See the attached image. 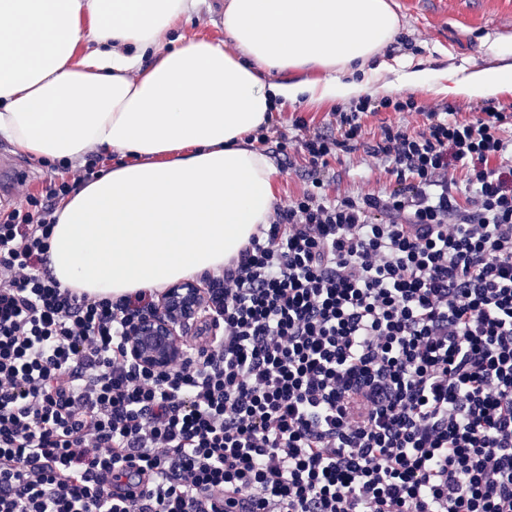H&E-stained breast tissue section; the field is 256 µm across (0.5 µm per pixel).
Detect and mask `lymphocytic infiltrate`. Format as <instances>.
I'll return each instance as SVG.
<instances>
[{"label": "lymphocytic infiltrate", "instance_id": "f902f5d3", "mask_svg": "<svg viewBox=\"0 0 512 512\" xmlns=\"http://www.w3.org/2000/svg\"><path fill=\"white\" fill-rule=\"evenodd\" d=\"M335 133L293 125L310 187L209 279L164 375L126 353L152 294L62 287L56 209L104 158L0 209V512H512V106L384 125L391 190L336 198ZM462 169V180L449 170Z\"/></svg>", "mask_w": 512, "mask_h": 512}]
</instances>
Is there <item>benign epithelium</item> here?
Masks as SVG:
<instances>
[{"instance_id": "benign-epithelium-1", "label": "benign epithelium", "mask_w": 512, "mask_h": 512, "mask_svg": "<svg viewBox=\"0 0 512 512\" xmlns=\"http://www.w3.org/2000/svg\"><path fill=\"white\" fill-rule=\"evenodd\" d=\"M207 294L193 280L172 284L160 299L127 326L130 357L157 374H165L189 356L185 329L202 320Z\"/></svg>"}]
</instances>
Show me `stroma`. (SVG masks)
Segmentation results:
<instances>
[{
	"mask_svg": "<svg viewBox=\"0 0 512 512\" xmlns=\"http://www.w3.org/2000/svg\"><path fill=\"white\" fill-rule=\"evenodd\" d=\"M400 17L401 44L389 45L384 60L401 59L429 69L436 81L447 84L448 72L463 64L496 66L497 61L486 52L487 42L512 36V0H390ZM400 98H412L416 107L401 112L386 111L363 119V143L332 162L328 175V192L335 197L357 196L377 192L390 184L387 166L368 153L367 147L379 136L382 125L392 124L409 131L422 129L425 115L454 107L460 118H469L481 107L480 102L447 93L400 91ZM346 100L288 106L275 113L265 129L264 153L275 151L278 143L287 142L289 156L274 160L278 173L276 203L284 206L308 188L305 162L292 126L295 117H303L311 128H331L333 112L349 108ZM12 165L16 181L8 187L0 185V206L25 204L28 194L41 189L51 172L49 165L22 155L0 140V166Z\"/></svg>",
	"mask_w": 512,
	"mask_h": 512,
	"instance_id": "obj_1",
	"label": "stroma"
}]
</instances>
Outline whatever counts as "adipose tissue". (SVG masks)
<instances>
[{
  "label": "adipose tissue",
  "instance_id": "ef3b65f1",
  "mask_svg": "<svg viewBox=\"0 0 512 512\" xmlns=\"http://www.w3.org/2000/svg\"><path fill=\"white\" fill-rule=\"evenodd\" d=\"M201 0H0V139L58 163H120L56 211L49 268L63 286L117 299L220 273L268 223L276 171L251 137L283 103L366 91H435L428 69L381 55L399 31L390 0H227V43L177 33ZM498 64L448 72V95L512 87Z\"/></svg>",
  "mask_w": 512,
  "mask_h": 512
}]
</instances>
